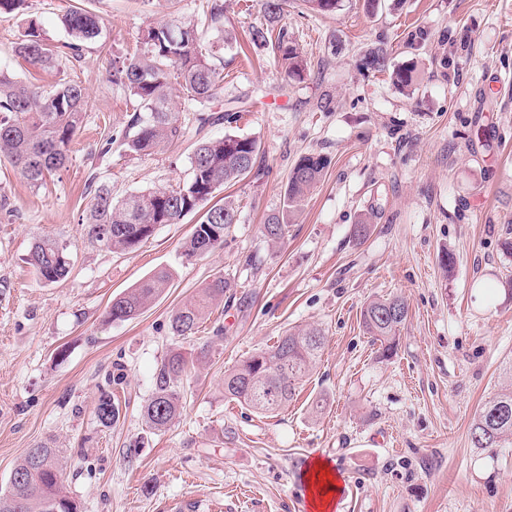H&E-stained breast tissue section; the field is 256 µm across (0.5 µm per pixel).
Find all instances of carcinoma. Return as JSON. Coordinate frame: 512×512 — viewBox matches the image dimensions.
<instances>
[{
	"mask_svg": "<svg viewBox=\"0 0 512 512\" xmlns=\"http://www.w3.org/2000/svg\"><path fill=\"white\" fill-rule=\"evenodd\" d=\"M61 23L72 38L69 49L79 50L96 38L103 18L82 9H71ZM270 25L251 29L256 47L272 46L286 64L288 75L301 77L305 66L296 49L279 31L272 38ZM199 31L189 22L171 20L150 24L139 34L140 48L134 55L112 60V83L136 102L134 115L122 135L131 154H146L183 136L178 113L171 105L170 78H175L185 99L204 105L215 97L222 75L211 57L224 49V42L199 50ZM15 53L30 65L53 69L58 56L44 43L38 23H27ZM88 105L85 88L60 80L49 92L0 73V157L10 161L29 184H42L47 175L68 160L69 144L80 130ZM258 144L253 138L226 134L200 141L192 156L190 179L172 189L145 190L114 201L112 190L99 186L89 206L84 232L94 243L114 251H133L150 237V227L177 224L196 212L226 184L248 175L255 166ZM326 159L306 155L290 170L280 209L264 224L274 243L288 232L291 217L310 190L320 181ZM237 209L230 200L214 205L201 216L184 245V256L196 259L221 247L224 230L236 223ZM31 264L40 276L53 283L68 274L69 259L51 239L35 243ZM171 279L160 270L112 300L106 312L110 322L138 317L163 292ZM230 284L218 275L201 288L198 296L183 304L171 317L173 335L187 338L199 332L210 309L224 302ZM408 316L406 302L397 296L375 298L364 303L360 323L364 332L379 343L378 356L391 358L397 332ZM325 343L319 328L290 330L275 345L260 350L232 370L224 372V396L258 414H274L288 406L299 384L316 366ZM188 362L180 351H172L157 366L153 390L142 409L152 431L167 429L180 416L182 398L179 384ZM112 392L101 391L95 415L105 428L118 418ZM472 447L486 449L512 440V388L503 389L485 403L470 425ZM0 512H80L63 482L62 451L49 443L27 449L11 472L8 488L0 492Z\"/></svg>",
	"mask_w": 512,
	"mask_h": 512,
	"instance_id": "1",
	"label": "carcinoma"
}]
</instances>
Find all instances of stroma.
I'll return each mask as SVG.
<instances>
[{
  "label": "stroma",
  "instance_id": "35a3bbf8",
  "mask_svg": "<svg viewBox=\"0 0 512 512\" xmlns=\"http://www.w3.org/2000/svg\"><path fill=\"white\" fill-rule=\"evenodd\" d=\"M264 0H27L0 16V71L44 88L82 84L89 107L65 166L37 187L0 158V490L28 448L65 451L64 484L81 512H310L305 467L335 464L332 512H512V441L473 448L474 414L512 383V0H342L331 14L290 0L279 21L307 62L289 78L249 42ZM225 36L212 62L224 74L199 126L174 92L184 135L131 155L118 135L134 103L109 81V61L135 52L140 30L173 15L200 22L212 5ZM74 7L104 19L100 35L68 47ZM60 53L47 72L18 57L28 19ZM385 71L366 70L375 49ZM414 65L410 87L392 71ZM240 113L238 122L219 114ZM247 136L259 146L247 177L214 194L237 222L212 253L186 260L197 214L157 225L132 253L91 244L82 224L98 185L113 200L188 181L199 138ZM328 158L280 243L263 232L303 155ZM371 218L365 242L356 224ZM51 238L67 277L43 282L29 262ZM173 278L141 316L109 322L112 299L156 269ZM231 288L192 338L173 311L215 276ZM403 297L408 317L395 356L377 358L360 326L373 298ZM325 333L321 357L288 406L256 414L224 396V373L285 330ZM209 344L205 360L198 348ZM188 367L183 412L150 430L141 407L171 350ZM120 417L99 426L106 373ZM321 412H314L316 401Z\"/></svg>",
  "mask_w": 512,
  "mask_h": 512
}]
</instances>
